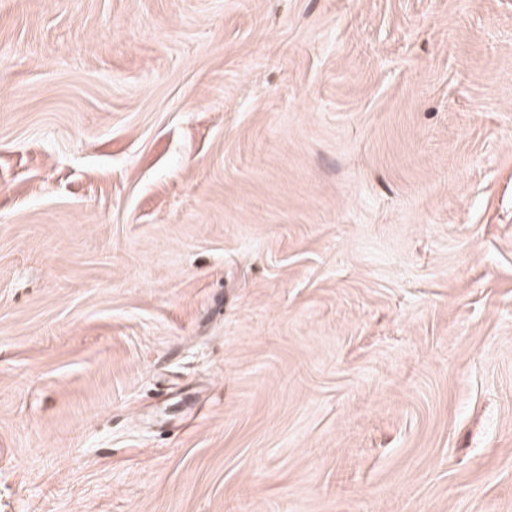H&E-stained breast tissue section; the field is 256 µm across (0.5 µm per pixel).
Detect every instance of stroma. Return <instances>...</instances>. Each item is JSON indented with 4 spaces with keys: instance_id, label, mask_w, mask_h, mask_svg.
I'll use <instances>...</instances> for the list:
<instances>
[{
    "instance_id": "1",
    "label": "stroma",
    "mask_w": 512,
    "mask_h": 512,
    "mask_svg": "<svg viewBox=\"0 0 512 512\" xmlns=\"http://www.w3.org/2000/svg\"><path fill=\"white\" fill-rule=\"evenodd\" d=\"M0 512H512V0H0Z\"/></svg>"
}]
</instances>
